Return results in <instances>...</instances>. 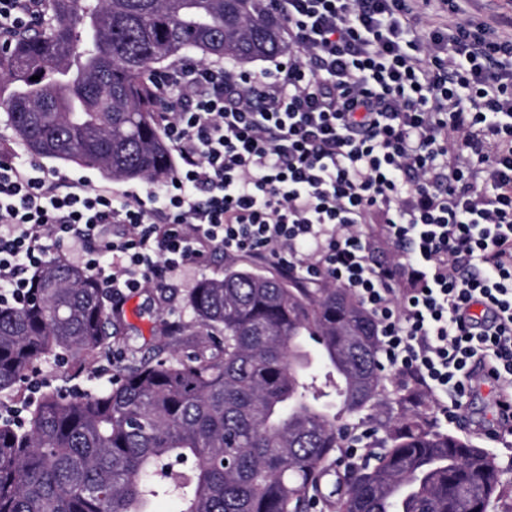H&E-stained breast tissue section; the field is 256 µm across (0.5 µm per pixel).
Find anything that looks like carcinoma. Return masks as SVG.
<instances>
[{
  "mask_svg": "<svg viewBox=\"0 0 512 512\" xmlns=\"http://www.w3.org/2000/svg\"><path fill=\"white\" fill-rule=\"evenodd\" d=\"M288 49L263 0H47L0 54V108L26 150L163 183L173 161L150 78L188 52L249 64ZM38 75L40 79L31 80ZM0 305V395L66 355L74 373L112 346V302L83 265L30 275ZM203 341L190 355L117 367L83 393L42 392L23 423L0 419V512H488L500 468L434 430L415 390L399 398L373 465L336 469L348 419L380 403L376 325L348 289L230 269L191 290Z\"/></svg>",
  "mask_w": 512,
  "mask_h": 512,
  "instance_id": "cac0c4a2",
  "label": "carcinoma"
}]
</instances>
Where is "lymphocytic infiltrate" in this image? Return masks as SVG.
I'll return each mask as SVG.
<instances>
[{
  "label": "lymphocytic infiltrate",
  "mask_w": 512,
  "mask_h": 512,
  "mask_svg": "<svg viewBox=\"0 0 512 512\" xmlns=\"http://www.w3.org/2000/svg\"><path fill=\"white\" fill-rule=\"evenodd\" d=\"M271 4L289 48L262 72L186 59L152 76L177 156L160 190L0 155V301L69 254L120 300L219 250L352 290L382 365L440 423L475 379L512 397V35L430 27L420 0ZM45 7L0 0V44ZM379 240L400 260L373 261Z\"/></svg>",
  "instance_id": "f902f5d3"
}]
</instances>
